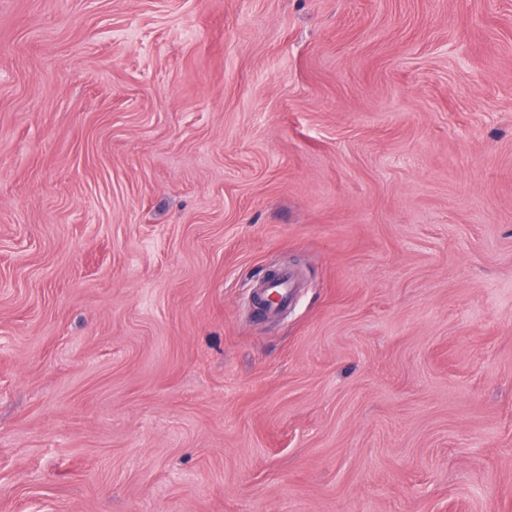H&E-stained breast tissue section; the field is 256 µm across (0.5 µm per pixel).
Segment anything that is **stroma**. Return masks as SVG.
Returning a JSON list of instances; mask_svg holds the SVG:
<instances>
[{"label": "stroma", "mask_w": 512, "mask_h": 512, "mask_svg": "<svg viewBox=\"0 0 512 512\" xmlns=\"http://www.w3.org/2000/svg\"><path fill=\"white\" fill-rule=\"evenodd\" d=\"M0 512H512V0H0Z\"/></svg>", "instance_id": "1"}]
</instances>
